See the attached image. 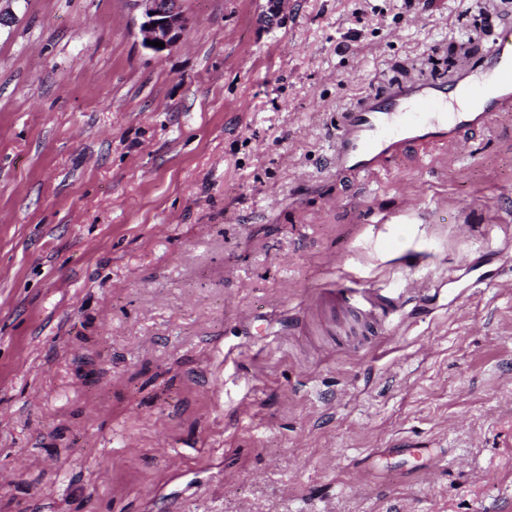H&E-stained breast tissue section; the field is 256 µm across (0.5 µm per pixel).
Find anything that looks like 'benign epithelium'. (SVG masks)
Segmentation results:
<instances>
[{"label": "benign epithelium", "mask_w": 512, "mask_h": 512, "mask_svg": "<svg viewBox=\"0 0 512 512\" xmlns=\"http://www.w3.org/2000/svg\"><path fill=\"white\" fill-rule=\"evenodd\" d=\"M141 10L142 22L139 27L145 48L160 54L175 47L181 40L187 26L181 0H135ZM161 41L164 47H155L147 41Z\"/></svg>", "instance_id": "1"}]
</instances>
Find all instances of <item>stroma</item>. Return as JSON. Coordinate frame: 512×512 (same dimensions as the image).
Masks as SVG:
<instances>
[{
	"mask_svg": "<svg viewBox=\"0 0 512 512\" xmlns=\"http://www.w3.org/2000/svg\"><path fill=\"white\" fill-rule=\"evenodd\" d=\"M181 7L158 55L135 0H0V512H512V112L336 166L512 0ZM414 281L343 336L331 289Z\"/></svg>",
	"mask_w": 512,
	"mask_h": 512,
	"instance_id": "obj_1",
	"label": "stroma"
}]
</instances>
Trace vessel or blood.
Masks as SVG:
<instances>
[{
  "mask_svg": "<svg viewBox=\"0 0 512 512\" xmlns=\"http://www.w3.org/2000/svg\"><path fill=\"white\" fill-rule=\"evenodd\" d=\"M512 110V28L504 27L485 54L484 75L463 73L451 84L413 82L385 96L371 95L345 116L336 146L338 167L355 176L376 174L411 148L466 149L470 134ZM338 303L374 322L386 315L367 288H340Z\"/></svg>",
  "mask_w": 512,
  "mask_h": 512,
  "instance_id": "obj_1",
  "label": "vessel or blood"
}]
</instances>
